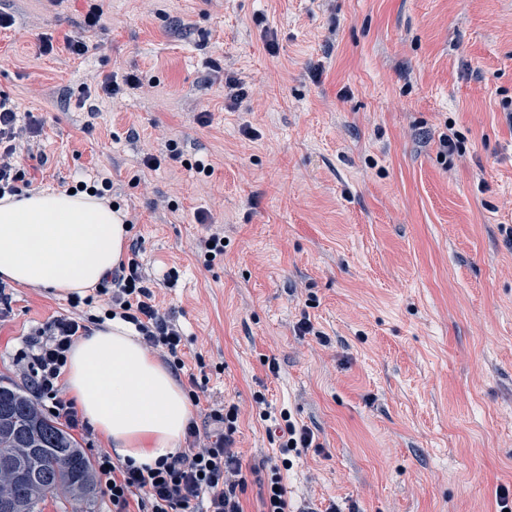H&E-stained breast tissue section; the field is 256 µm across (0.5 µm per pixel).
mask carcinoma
<instances>
[{"label":"carcinoma","instance_id":"1","mask_svg":"<svg viewBox=\"0 0 512 512\" xmlns=\"http://www.w3.org/2000/svg\"><path fill=\"white\" fill-rule=\"evenodd\" d=\"M0 505L9 512H41L62 493L95 499L90 461L76 437L41 414L28 388L0 379Z\"/></svg>","mask_w":512,"mask_h":512}]
</instances>
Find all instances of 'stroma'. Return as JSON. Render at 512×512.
<instances>
[{"instance_id": "35a3bbf8", "label": "stroma", "mask_w": 512, "mask_h": 512, "mask_svg": "<svg viewBox=\"0 0 512 512\" xmlns=\"http://www.w3.org/2000/svg\"><path fill=\"white\" fill-rule=\"evenodd\" d=\"M0 0V92L43 122L33 190L110 178L182 358L278 451L253 406L315 435L284 472L317 512H500L512 487V0ZM85 35L84 56L66 38ZM53 38L57 54L39 44ZM137 74L90 114L82 83ZM208 113V124L198 122ZM455 133L451 164L438 136ZM181 154L165 155L166 141ZM161 164L146 169V155ZM211 163V177L192 164ZM209 212L201 224L198 212ZM219 229L224 259L197 262ZM178 279L165 284L163 276ZM68 299L15 286L0 377ZM310 319L314 334L299 335ZM276 359L278 374L268 370Z\"/></svg>"}]
</instances>
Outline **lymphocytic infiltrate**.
<instances>
[{
    "label": "lymphocytic infiltrate",
    "instance_id": "obj_1",
    "mask_svg": "<svg viewBox=\"0 0 512 512\" xmlns=\"http://www.w3.org/2000/svg\"><path fill=\"white\" fill-rule=\"evenodd\" d=\"M42 133V122L35 116L20 118L8 95L0 93V198L19 195L32 181L19 161L20 150L34 152ZM130 255L97 284L94 295H71V313L59 315L35 327L13 358L14 366L27 381L41 412L72 428H82L92 438L91 427L80 424L75 404L68 397L63 375L68 355L77 341L100 323L102 314L134 326L142 346L169 356V365L180 371L184 332L173 313L162 311L156 302L154 285L142 273L137 259L139 249L130 246ZM101 307V314L89 312V305ZM240 408L233 403L213 407L209 418L214 431L200 430L189 422L188 446L174 456L152 466L113 459L105 448L90 451L94 485L112 504V512H244L241 497L251 477L259 479L260 512H315L310 506L294 507L282 486L281 469L290 468L291 457L300 449L312 447L314 435L293 420L289 411L272 415L261 409V420L273 421L278 441L279 464L268 471L244 467L234 449Z\"/></svg>",
    "mask_w": 512,
    "mask_h": 512
}]
</instances>
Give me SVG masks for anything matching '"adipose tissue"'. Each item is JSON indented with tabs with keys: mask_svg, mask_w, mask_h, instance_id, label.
Here are the masks:
<instances>
[{
	"mask_svg": "<svg viewBox=\"0 0 512 512\" xmlns=\"http://www.w3.org/2000/svg\"><path fill=\"white\" fill-rule=\"evenodd\" d=\"M127 237L120 215L89 194L7 196L0 199V277L82 294L119 264ZM65 383L114 456L152 465L179 452L190 403L131 324L116 318L82 337L69 354Z\"/></svg>",
	"mask_w": 512,
	"mask_h": 512,
	"instance_id": "obj_1",
	"label": "adipose tissue"
}]
</instances>
